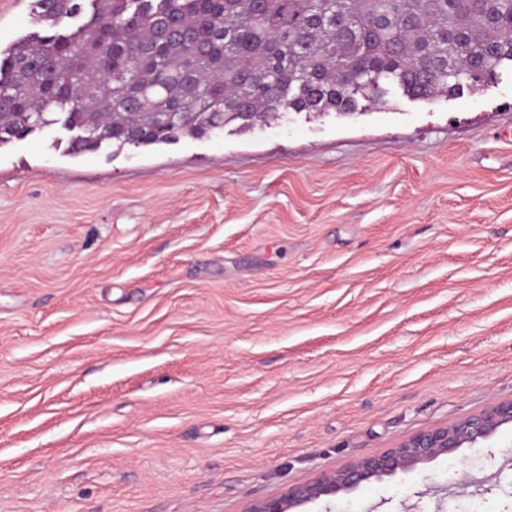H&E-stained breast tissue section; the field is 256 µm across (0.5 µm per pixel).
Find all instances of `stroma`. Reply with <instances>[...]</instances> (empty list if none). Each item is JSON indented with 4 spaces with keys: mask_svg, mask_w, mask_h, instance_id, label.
<instances>
[{
    "mask_svg": "<svg viewBox=\"0 0 512 512\" xmlns=\"http://www.w3.org/2000/svg\"><path fill=\"white\" fill-rule=\"evenodd\" d=\"M68 140L0 148V512H241L512 398L511 77ZM300 512H512V431Z\"/></svg>",
    "mask_w": 512,
    "mask_h": 512,
    "instance_id": "obj_1",
    "label": "stroma"
}]
</instances>
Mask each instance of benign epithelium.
Returning a JSON list of instances; mask_svg holds the SVG:
<instances>
[{
  "label": "benign epithelium",
  "mask_w": 512,
  "mask_h": 512,
  "mask_svg": "<svg viewBox=\"0 0 512 512\" xmlns=\"http://www.w3.org/2000/svg\"><path fill=\"white\" fill-rule=\"evenodd\" d=\"M506 428L512 429V399L451 424L420 431L393 448L361 457L337 470L252 500L243 512H296L302 505L347 494L364 484L379 482L398 473L413 472L420 465L465 445H482Z\"/></svg>",
  "instance_id": "1"
}]
</instances>
